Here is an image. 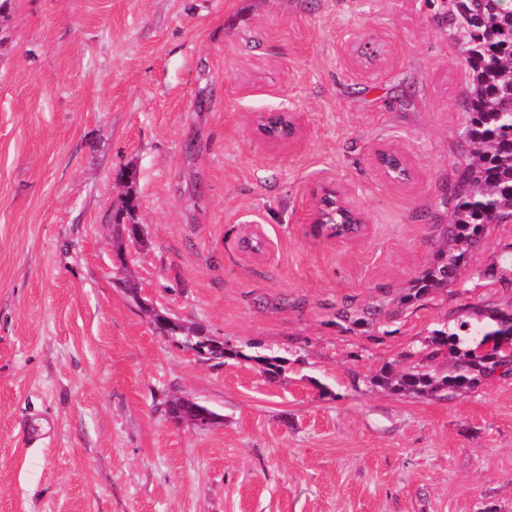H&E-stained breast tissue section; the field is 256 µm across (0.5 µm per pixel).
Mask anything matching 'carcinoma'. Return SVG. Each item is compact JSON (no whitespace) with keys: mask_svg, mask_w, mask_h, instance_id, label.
Returning a JSON list of instances; mask_svg holds the SVG:
<instances>
[{"mask_svg":"<svg viewBox=\"0 0 512 512\" xmlns=\"http://www.w3.org/2000/svg\"><path fill=\"white\" fill-rule=\"evenodd\" d=\"M442 19L471 75L465 100L470 119L461 137L472 159L457 167L449 208L437 216L445 247L402 297L405 304L463 284L460 272L474 252L512 224V0H450ZM508 265L512 242L501 246L482 275L495 279ZM172 338L215 358L227 354L206 336L177 333ZM403 357L418 363L401 370L384 367L370 383L403 396L449 399L511 379L512 304L465 306L410 345Z\"/></svg>","mask_w":512,"mask_h":512,"instance_id":"1","label":"carcinoma"}]
</instances>
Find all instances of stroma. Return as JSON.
<instances>
[{
	"label": "stroma",
	"instance_id": "obj_1",
	"mask_svg": "<svg viewBox=\"0 0 512 512\" xmlns=\"http://www.w3.org/2000/svg\"><path fill=\"white\" fill-rule=\"evenodd\" d=\"M440 0H6L0 8V512H512V380L445 399L370 384L486 285L420 302L470 148ZM300 113L274 147L255 114ZM407 154L413 180L374 163ZM369 233L306 232L327 184ZM145 240L114 222L126 196ZM258 232L262 255L241 240ZM122 245L136 292L118 286ZM386 303L393 335L342 331ZM227 356L155 332L146 306ZM280 358L265 373L245 343ZM184 396L219 416L173 423Z\"/></svg>",
	"mask_w": 512,
	"mask_h": 512
}]
</instances>
